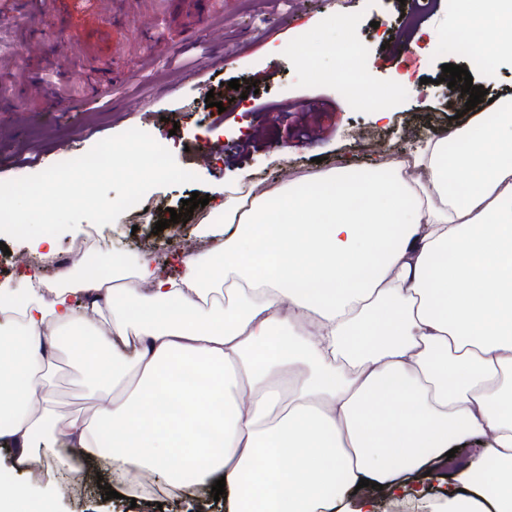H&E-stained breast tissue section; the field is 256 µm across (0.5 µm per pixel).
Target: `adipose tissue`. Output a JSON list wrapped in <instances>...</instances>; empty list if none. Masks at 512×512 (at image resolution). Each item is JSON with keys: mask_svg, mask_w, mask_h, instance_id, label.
Masks as SVG:
<instances>
[{"mask_svg": "<svg viewBox=\"0 0 512 512\" xmlns=\"http://www.w3.org/2000/svg\"><path fill=\"white\" fill-rule=\"evenodd\" d=\"M512 54V18L471 0L440 37ZM407 161L343 164L246 199L205 227L180 276L154 256L112 275L0 284V449L28 470L80 449L134 492L225 479L227 512H374L357 485L442 484L439 512H512V95ZM365 197L355 205L354 197ZM78 367L106 402L59 414L46 372ZM483 440L463 470L446 454Z\"/></svg>", "mask_w": 512, "mask_h": 512, "instance_id": "obj_1", "label": "adipose tissue"}]
</instances>
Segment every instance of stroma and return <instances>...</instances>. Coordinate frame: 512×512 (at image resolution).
Instances as JSON below:
<instances>
[{"label": "stroma", "instance_id": "stroma-1", "mask_svg": "<svg viewBox=\"0 0 512 512\" xmlns=\"http://www.w3.org/2000/svg\"><path fill=\"white\" fill-rule=\"evenodd\" d=\"M113 0H0V181L32 175L70 154L83 155L100 140L141 126L152 130L178 165L197 181L149 190L153 206L143 224L96 228L101 272L129 266L156 248L197 254L198 237L211 223L220 191L239 193L255 180L275 184L336 167L362 169L382 162L380 151H362L354 135H382L395 155L412 152L432 137L455 130L466 100L441 82L443 65L469 70L474 85L512 91V55H495L491 69L434 47L431 25L463 19L453 0H127L128 23L109 25ZM348 19L349 29L331 33L324 20ZM356 46L371 63L362 91L342 93L335 83L303 79L304 68L336 70L334 56L308 53L299 36ZM84 71L83 82L71 80ZM246 87L245 98L229 88ZM378 89L393 93L391 119L376 120ZM225 102V111L206 97ZM280 153H272V144ZM209 203L194 209L186 233L155 232L157 221L181 209L192 192ZM90 222L56 237L58 263L45 272L60 284L88 271L72 248ZM60 413L96 404L86 382L62 364L52 384ZM38 486L61 485L51 500L34 498L21 512H224L209 494L192 498L151 482V503L107 498L85 462L70 469L57 456L42 460Z\"/></svg>", "mask_w": 512, "mask_h": 512}]
</instances>
